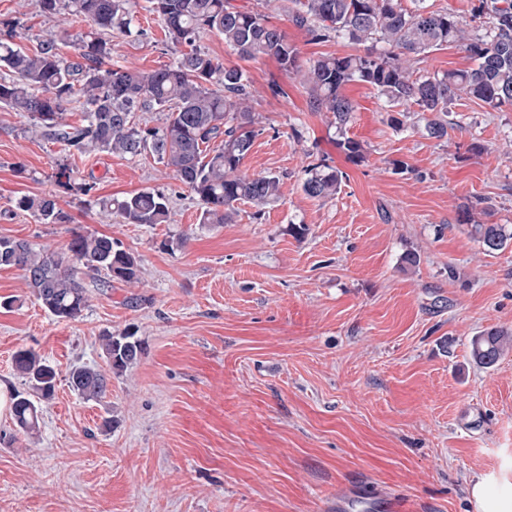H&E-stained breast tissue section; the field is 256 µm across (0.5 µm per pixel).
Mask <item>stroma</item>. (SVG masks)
Masks as SVG:
<instances>
[{
    "label": "stroma",
    "mask_w": 512,
    "mask_h": 512,
    "mask_svg": "<svg viewBox=\"0 0 512 512\" xmlns=\"http://www.w3.org/2000/svg\"><path fill=\"white\" fill-rule=\"evenodd\" d=\"M235 2L285 30L300 64L360 51L311 41L288 0ZM131 12L142 34L113 37V62L171 64L176 48L147 0ZM11 19L30 50L58 25L32 0H0ZM198 45L239 63L216 33ZM242 66L258 135L241 169L276 174L281 188L263 211L238 203L228 224H200L197 200L153 155L73 156L0 107V237L59 248L76 231L105 234L141 265L138 283L92 292L76 321L47 314L19 271L0 270V295L20 299L0 309V381L25 391L21 349L58 372L38 435L0 417V512H327L344 485L402 496L414 512H477L470 487L484 477L491 495H512V350L489 368L471 357L474 337L512 336V240L485 252L459 221L480 197L485 223L512 233V106L454 101L436 139L417 112L395 130L378 91L352 83L357 110L341 132L276 60ZM344 135L362 143L361 162L339 148ZM321 162L344 179L311 198L302 185ZM63 164L95 191H60ZM142 190L169 197L170 223L119 224L100 209ZM52 193L66 222L11 210ZM128 329L144 352L117 375L99 337ZM80 365L109 375L102 398L69 388Z\"/></svg>",
    "instance_id": "obj_1"
}]
</instances>
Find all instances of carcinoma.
<instances>
[{
    "mask_svg": "<svg viewBox=\"0 0 512 512\" xmlns=\"http://www.w3.org/2000/svg\"><path fill=\"white\" fill-rule=\"evenodd\" d=\"M150 11L162 21L175 46L188 45L164 68L144 71L112 63V34L140 36L132 30L130 0H36L38 11L61 16L59 30L28 52L18 46V21L0 24V105L26 118L42 138L58 143L70 154L107 152L137 157L156 156L198 198L199 223L224 224L242 201L260 208L280 196V178L271 173L241 171L257 132L250 84L244 70L226 66L194 48L205 31L224 36L244 62L270 57L302 77L315 112L332 114L336 128L346 127L356 111L343 94L350 82L374 87L389 107L404 112L418 107L428 112V136L448 134V105L457 98L479 101L493 109L512 106V0H471L469 17L431 11L425 0H413L406 9L400 0H292L289 21L317 42L347 40L367 45L363 54L321 56L307 67L298 64V52L287 33L270 24L258 11L232 0H148ZM82 19L89 29L76 35L65 27L69 18ZM383 43L388 49L379 52ZM73 45L77 54L61 53ZM448 44L462 47L474 65L467 70L414 76L410 61H420ZM79 105L81 118L66 119L69 106ZM138 112H161L163 125L143 128ZM339 147L356 163L363 159L360 142L345 137ZM343 173L325 164L308 169L304 193L311 198L336 194ZM66 190L90 195L94 184L77 183L67 167L56 174ZM484 200L466 206L461 221L488 253L499 251L511 235L498 224H482ZM124 224H166L170 202L165 194L138 191L103 203ZM14 208L37 216L46 224L64 222L56 196L23 195ZM0 269L21 272L30 293L41 307L59 320H77L88 308L93 289L106 290L112 281H138L139 260L114 238L75 232L61 248L36 249L25 240L0 237ZM109 367L116 373L137 362L143 343L135 333L100 336ZM512 346V336L491 332L472 343L474 361L495 365ZM16 370L29 392L13 395L16 426L31 435L39 427L41 403L55 393L58 374L50 363L31 350L15 353ZM69 386L86 400H97L107 390L106 377L88 366H75Z\"/></svg>",
    "mask_w": 512,
    "mask_h": 512,
    "instance_id": "carcinoma-1",
    "label": "carcinoma"
}]
</instances>
